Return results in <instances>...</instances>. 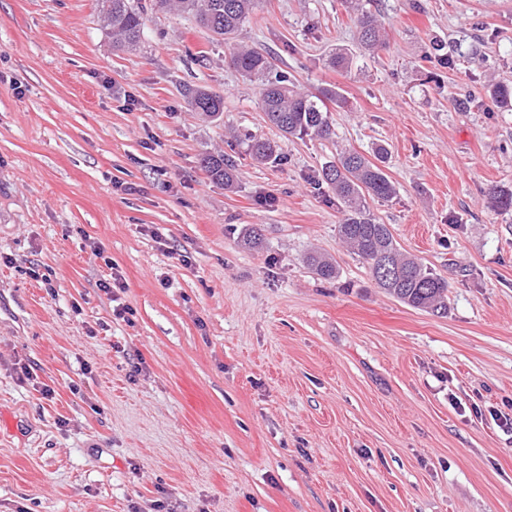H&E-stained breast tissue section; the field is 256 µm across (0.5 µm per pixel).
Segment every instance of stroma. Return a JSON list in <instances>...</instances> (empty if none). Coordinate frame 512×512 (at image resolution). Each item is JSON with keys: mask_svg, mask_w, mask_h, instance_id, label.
I'll return each mask as SVG.
<instances>
[{"mask_svg": "<svg viewBox=\"0 0 512 512\" xmlns=\"http://www.w3.org/2000/svg\"><path fill=\"white\" fill-rule=\"evenodd\" d=\"M142 2L123 52L99 0H0V512H512V211L485 197L512 190L490 96L512 0H364L375 55L340 0H262L240 40L344 95L330 140L281 137L223 42ZM380 145L397 192L370 212L447 280L445 314L377 288L339 237L321 169ZM343 1L344 7L356 15L360 43L372 52L386 49L387 41L375 15L364 10L361 0ZM188 104L195 112H202L208 117H218L224 112V98L203 86L186 89ZM201 165L213 182L224 185V188L232 187L234 167L223 154H205L201 158Z\"/></svg>", "mask_w": 512, "mask_h": 512, "instance_id": "stroma-1", "label": "stroma"}]
</instances>
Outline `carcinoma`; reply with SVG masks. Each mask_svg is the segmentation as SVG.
<instances>
[{
	"label": "carcinoma",
	"mask_w": 512,
	"mask_h": 512,
	"mask_svg": "<svg viewBox=\"0 0 512 512\" xmlns=\"http://www.w3.org/2000/svg\"><path fill=\"white\" fill-rule=\"evenodd\" d=\"M166 12L193 16L198 24L228 45L225 62L242 75L260 82V103L267 120L283 135H314L329 139L334 135L327 117V103L339 104L343 96L334 89L318 94L301 91L283 72L275 70L273 58L259 47L235 43V38L259 0H157ZM345 8L356 15L360 43L369 51L379 52L387 41L377 18L365 10L361 0H344ZM101 10L112 30V42L121 50L140 47L144 36L146 8L141 0H101ZM491 93L500 108L512 110V85L495 83ZM188 104L195 112L218 117L224 112V98L203 86L186 89ZM251 153L260 163L279 160L278 146L268 140L254 139ZM385 148L376 149L375 160L350 149L340 151L336 162L322 168L321 178L331 186L340 201L343 219L339 235L369 266L376 285L400 302L433 312L448 309V284L435 276L417 259L402 253L388 225L378 224L368 212L367 198L388 200L396 188L380 162ZM202 168L210 179L229 188L234 167L222 154H206ZM493 210L512 208V191L493 187L487 193ZM309 266L325 280L338 275L336 264L317 254L307 257Z\"/></svg>",
	"instance_id": "cac0c4a2"
}]
</instances>
